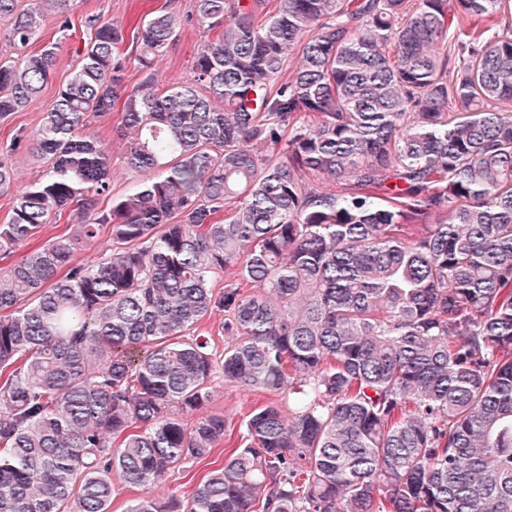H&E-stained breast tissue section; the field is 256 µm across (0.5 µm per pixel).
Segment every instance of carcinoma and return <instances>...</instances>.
<instances>
[{
	"label": "carcinoma",
	"instance_id": "carcinoma-1",
	"mask_svg": "<svg viewBox=\"0 0 512 512\" xmlns=\"http://www.w3.org/2000/svg\"><path fill=\"white\" fill-rule=\"evenodd\" d=\"M73 0H0V119L48 85ZM512 0H194L91 15L0 255V512H512ZM143 80L124 83L119 47ZM458 66L450 69L451 58ZM297 60L293 69L288 61ZM122 105L111 194L89 117ZM0 150V192L13 175ZM95 265L82 245L103 228ZM224 277V287L214 281ZM251 286V291L244 286ZM224 312V352L194 337ZM274 395L235 438L213 383ZM288 400L283 410L281 400ZM228 440L186 496L154 489ZM169 52L156 65L160 86H179L193 80L192 60L197 48L207 40V34L197 27L183 24ZM120 120L121 111L116 107L111 114L90 125L91 129L98 132L109 150L110 182L114 195L133 192L146 176L145 173L131 171L126 165V140L117 132Z\"/></svg>",
	"mask_w": 512,
	"mask_h": 512
}]
</instances>
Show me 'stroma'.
I'll return each instance as SVG.
<instances>
[{
    "label": "stroma",
    "mask_w": 512,
    "mask_h": 512,
    "mask_svg": "<svg viewBox=\"0 0 512 512\" xmlns=\"http://www.w3.org/2000/svg\"><path fill=\"white\" fill-rule=\"evenodd\" d=\"M167 6L174 15L184 18L193 9V0H74L70 12V31L60 35L58 21L47 17L42 38L56 41V66L54 78L48 83L36 101L25 110L14 113L0 121V145H6L15 136H23L24 141L12 157L14 179L9 190L0 192V222L8 218L13 199L35 180L40 164L34 153L32 135L40 120L54 104L58 88L69 79L77 63L76 49L82 46L87 37L85 20L96 14L103 20H110L124 26H132L159 6ZM207 39L206 33L197 27L184 24L178 31L175 44L161 57L156 65V76L161 86H179L193 79L192 60L197 48ZM121 120L120 110H113L106 117L93 122L96 130L107 146L111 161L110 182L113 194L133 192L142 182L144 175L131 171L126 164V141L118 133ZM258 396L250 389L216 382L210 410L224 413L231 425H239L245 413L252 408ZM224 463L223 447L213 449L209 457L186 465L176 471L168 481L159 485L160 497L180 496L189 492L203 481L209 473Z\"/></svg>",
    "instance_id": "1"
}]
</instances>
